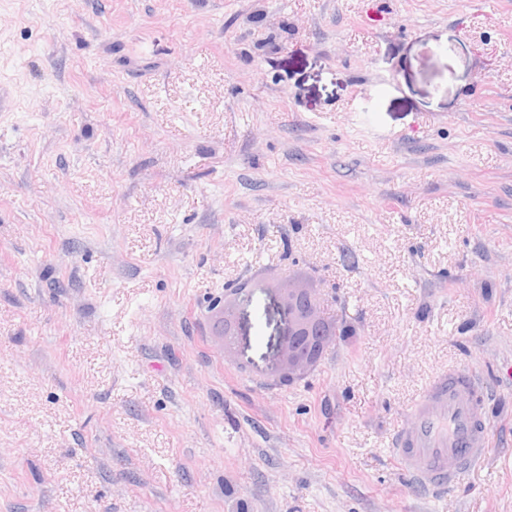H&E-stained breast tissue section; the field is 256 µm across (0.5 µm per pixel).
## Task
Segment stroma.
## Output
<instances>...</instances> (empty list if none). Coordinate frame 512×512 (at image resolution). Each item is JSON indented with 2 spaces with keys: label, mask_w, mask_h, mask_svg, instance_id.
<instances>
[{
  "label": "stroma",
  "mask_w": 512,
  "mask_h": 512,
  "mask_svg": "<svg viewBox=\"0 0 512 512\" xmlns=\"http://www.w3.org/2000/svg\"><path fill=\"white\" fill-rule=\"evenodd\" d=\"M0 82V512H512V0H0ZM259 279L336 290L289 385ZM475 385L469 372L439 373L413 403L411 429L393 439V457L427 489H447L465 467L484 456L481 408L468 396Z\"/></svg>",
  "instance_id": "1"
}]
</instances>
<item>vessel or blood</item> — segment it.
Returning a JSON list of instances; mask_svg holds the SVG:
<instances>
[{"instance_id": "1", "label": "vessel or blood", "mask_w": 512, "mask_h": 512, "mask_svg": "<svg viewBox=\"0 0 512 512\" xmlns=\"http://www.w3.org/2000/svg\"><path fill=\"white\" fill-rule=\"evenodd\" d=\"M475 384L465 371L439 373L413 403L411 429L393 439V457L426 488L447 489L484 455L481 408L468 396Z\"/></svg>"}]
</instances>
